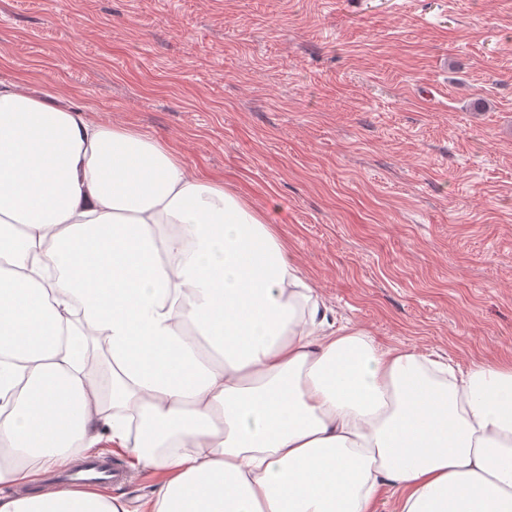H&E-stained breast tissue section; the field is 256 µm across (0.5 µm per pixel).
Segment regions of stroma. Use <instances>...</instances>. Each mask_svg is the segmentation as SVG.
Listing matches in <instances>:
<instances>
[{"label":"stroma","mask_w":512,"mask_h":512,"mask_svg":"<svg viewBox=\"0 0 512 512\" xmlns=\"http://www.w3.org/2000/svg\"><path fill=\"white\" fill-rule=\"evenodd\" d=\"M0 82L223 181L337 325L512 361V0H0Z\"/></svg>","instance_id":"1"}]
</instances>
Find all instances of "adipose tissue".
<instances>
[{
	"instance_id": "1",
	"label": "adipose tissue",
	"mask_w": 512,
	"mask_h": 512,
	"mask_svg": "<svg viewBox=\"0 0 512 512\" xmlns=\"http://www.w3.org/2000/svg\"><path fill=\"white\" fill-rule=\"evenodd\" d=\"M277 235L163 141L0 84V512H131L42 487L101 442L144 512H512V365L334 327ZM106 343L89 370V337ZM109 457L123 461L129 476L124 487L119 489L112 486L107 487L109 491H112V495H120L132 508L137 507L153 495L156 485L151 471L147 469L133 470L130 467L129 456L124 450L112 448V456Z\"/></svg>"
}]
</instances>
